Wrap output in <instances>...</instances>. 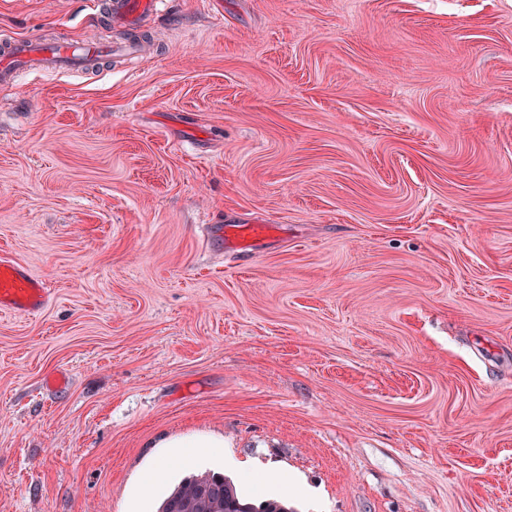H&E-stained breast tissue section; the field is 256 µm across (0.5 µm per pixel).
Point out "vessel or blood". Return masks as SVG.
<instances>
[{
	"mask_svg": "<svg viewBox=\"0 0 512 512\" xmlns=\"http://www.w3.org/2000/svg\"><path fill=\"white\" fill-rule=\"evenodd\" d=\"M111 20L134 27L147 16L157 14L160 0H104ZM111 49L94 38L78 42L67 39L46 41L20 38L0 48V80L11 81L24 71L64 72L81 68L97 71ZM272 230L268 224H229L221 234L227 248L247 251L253 241ZM50 291L46 283L30 269L12 258L0 256V310L33 315L47 304Z\"/></svg>",
	"mask_w": 512,
	"mask_h": 512,
	"instance_id": "b4317fda",
	"label": "vessel or blood"
}]
</instances>
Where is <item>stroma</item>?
Masks as SVG:
<instances>
[{
    "label": "stroma",
    "instance_id": "stroma-1",
    "mask_svg": "<svg viewBox=\"0 0 512 512\" xmlns=\"http://www.w3.org/2000/svg\"><path fill=\"white\" fill-rule=\"evenodd\" d=\"M99 0L0 42L109 44ZM0 83V512H512V0H165ZM271 224L236 254L207 224ZM112 56V47H104L95 38L78 42L64 38L55 41L19 38L1 48L0 80H15L23 71L64 72L81 68L94 73ZM50 290L30 269L12 258L0 256V310L27 315L40 312ZM292 512L277 499L258 504L221 473L205 472L181 481L161 501L157 512Z\"/></svg>",
    "mask_w": 512,
    "mask_h": 512
}]
</instances>
